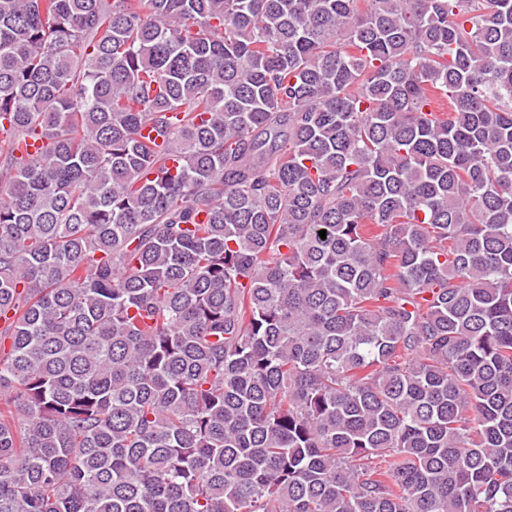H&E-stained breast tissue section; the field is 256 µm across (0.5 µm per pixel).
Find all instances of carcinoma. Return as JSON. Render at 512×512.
<instances>
[{
  "mask_svg": "<svg viewBox=\"0 0 512 512\" xmlns=\"http://www.w3.org/2000/svg\"><path fill=\"white\" fill-rule=\"evenodd\" d=\"M0 512H512V0H0Z\"/></svg>",
  "mask_w": 512,
  "mask_h": 512,
  "instance_id": "1",
  "label": "carcinoma"
}]
</instances>
